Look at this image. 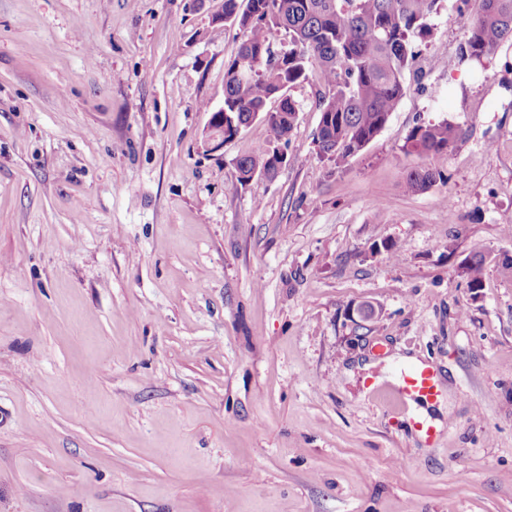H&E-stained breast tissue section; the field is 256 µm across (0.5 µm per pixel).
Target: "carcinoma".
Listing matches in <instances>:
<instances>
[{"mask_svg": "<svg viewBox=\"0 0 512 512\" xmlns=\"http://www.w3.org/2000/svg\"><path fill=\"white\" fill-rule=\"evenodd\" d=\"M442 0H224V23L238 27L241 41L224 71V111L237 122H264L269 140L236 161L237 180L277 173V152L288 144L297 102L287 91L311 77L325 86L319 101L317 154L339 162L362 150L386 125L406 93L404 74L418 45L433 44L430 19ZM274 30L288 34L291 48H274ZM512 41V0H477L466 23L459 60L482 63ZM460 136L443 121L421 124L407 138L405 153L449 150ZM441 175L416 167L407 191L429 189ZM468 288H483L484 258L475 253L463 267Z\"/></svg>", "mask_w": 512, "mask_h": 512, "instance_id": "cac0c4a2", "label": "carcinoma"}]
</instances>
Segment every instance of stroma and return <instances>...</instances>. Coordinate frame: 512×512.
<instances>
[{"label":"stroma","instance_id":"stroma-1","mask_svg":"<svg viewBox=\"0 0 512 512\" xmlns=\"http://www.w3.org/2000/svg\"><path fill=\"white\" fill-rule=\"evenodd\" d=\"M220 6L0 0V512H512V45L461 66L443 0L363 150L318 158L312 78L242 184L264 122L202 145ZM426 364L437 400H396ZM459 136L458 127L447 121L417 125L407 138L405 153L423 155L445 152L455 144ZM440 180V173L422 167H416L408 172L405 187L407 191L416 193L429 189ZM467 277L468 288L472 293H479L483 287L484 258L481 254L475 253L466 259L463 267Z\"/></svg>","mask_w":512,"mask_h":512}]
</instances>
